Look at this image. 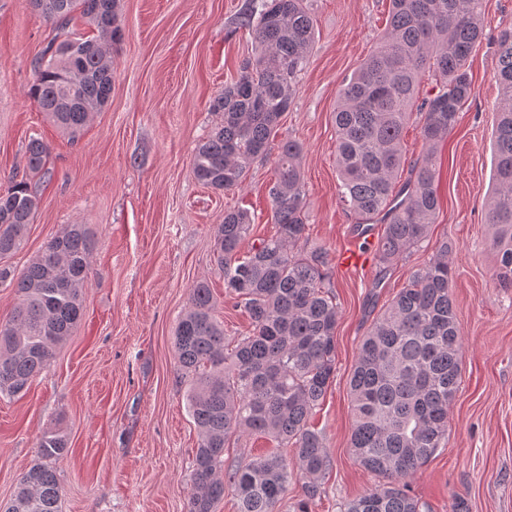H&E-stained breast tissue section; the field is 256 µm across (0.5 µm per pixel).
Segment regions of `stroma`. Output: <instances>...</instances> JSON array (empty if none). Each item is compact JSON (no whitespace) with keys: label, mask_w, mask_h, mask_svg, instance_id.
<instances>
[{"label":"stroma","mask_w":512,"mask_h":512,"mask_svg":"<svg viewBox=\"0 0 512 512\" xmlns=\"http://www.w3.org/2000/svg\"><path fill=\"white\" fill-rule=\"evenodd\" d=\"M245 3L117 0L123 39L112 48L111 96L73 140L29 95L32 61L54 24L29 0H0V190L24 180L38 198L8 263L22 270L70 224L87 225L94 240L82 322L26 392L0 394V501L38 462L43 433L59 430L71 443L56 463L60 512H188L198 432L187 409L190 382L177 367L175 324L204 280L225 335L249 331L247 314L224 291L215 229L225 211L245 209L251 241L272 234L268 187L279 146L291 139L303 147V247L328 251L339 308L336 377L311 418L331 467L310 512H339L380 483L350 448L349 377L362 337L445 241L464 340L461 381L448 439L410 490L430 512H449L454 493L467 512H512V289L495 279L484 209L495 173L496 37L512 27V0H483L484 37L468 61L476 94L439 148V212L428 239L384 273L373 256L352 268L342 263L359 235L337 195L334 112L343 77L385 32L389 0H306L315 35L295 97L267 156L240 188L222 192L199 183L191 163L221 121L212 99L255 53L251 32L236 23ZM33 137L49 148L43 178L25 174Z\"/></svg>","instance_id":"35a3bbf8"}]
</instances>
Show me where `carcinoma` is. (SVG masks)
I'll return each instance as SVG.
<instances>
[{"instance_id":"cac0c4a2","label":"carcinoma","mask_w":512,"mask_h":512,"mask_svg":"<svg viewBox=\"0 0 512 512\" xmlns=\"http://www.w3.org/2000/svg\"><path fill=\"white\" fill-rule=\"evenodd\" d=\"M57 35L34 58L30 96L71 136L112 92V45L122 33L116 0H30ZM482 0H390L388 27L378 45L342 80L335 112L339 199L365 222L382 216L377 252L383 267L406 259L429 236L439 209L434 157L474 95L467 60L482 36ZM93 35L69 26L74 13ZM237 25L252 31L256 55L224 86L211 109L220 124L192 159L195 178L215 190L239 187L250 165L267 154L269 139L296 92L314 38L304 0H247ZM78 46L74 57L64 49ZM431 71L438 92L418 106L422 157L401 178V140L421 77ZM501 97L495 131L496 188L486 201L499 257V285L512 288V29L498 41ZM303 148L282 143L268 189L275 233L243 253L252 231L245 210L224 212L217 225V263L225 292L250 319L246 336L229 339L214 317L209 286L191 290L178 318L174 344L181 370L195 375L188 410L199 442L193 460L190 512H215L231 491L239 512H275L289 483L303 480L295 512H308L331 465L324 438L311 423L336 375L338 307L326 283L329 254L299 251L307 239ZM26 167L45 176L47 148L30 139ZM403 182H398V179ZM38 201L20 181L0 192V261L16 253ZM94 243L84 224L52 238L21 272L0 264V282L16 288L17 302L0 319V393L18 395L51 362L55 349L84 316ZM443 242L414 270L361 340L349 387L354 424L350 438L359 464L383 479L341 512H422L408 480L448 437V406L460 385L462 337L451 299L453 268ZM258 436L296 450L239 466L227 478L224 448L231 434ZM67 436L45 432L39 461L20 478L0 512H59L55 463L68 454Z\"/></svg>"}]
</instances>
